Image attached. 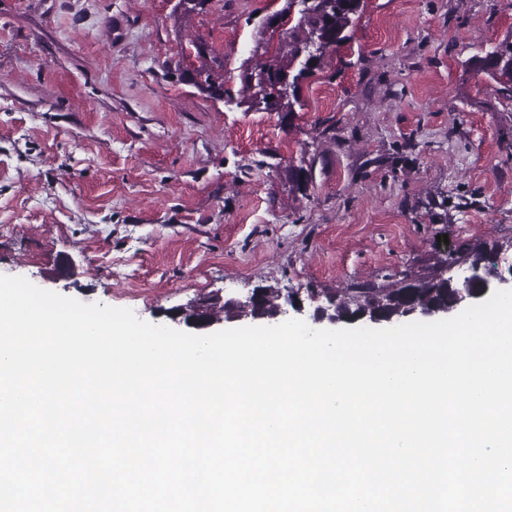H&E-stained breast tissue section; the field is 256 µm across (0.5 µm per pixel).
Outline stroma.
Segmentation results:
<instances>
[{
	"instance_id": "obj_1",
	"label": "stroma",
	"mask_w": 512,
	"mask_h": 512,
	"mask_svg": "<svg viewBox=\"0 0 512 512\" xmlns=\"http://www.w3.org/2000/svg\"><path fill=\"white\" fill-rule=\"evenodd\" d=\"M177 3L0 0V274L161 325L271 287L308 322L448 256L512 263V101L468 65L512 0H360L289 120L239 104L287 0ZM200 41L225 99L182 77Z\"/></svg>"
}]
</instances>
